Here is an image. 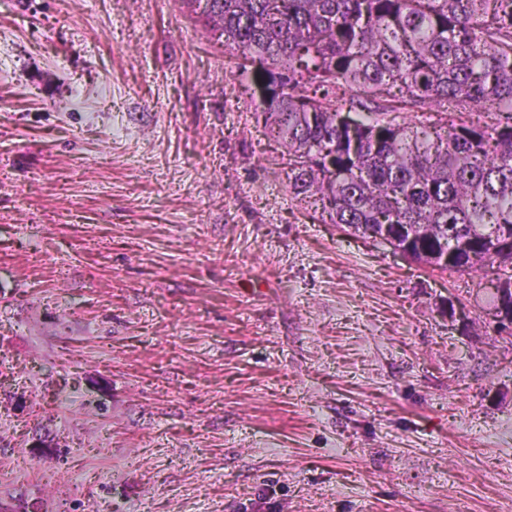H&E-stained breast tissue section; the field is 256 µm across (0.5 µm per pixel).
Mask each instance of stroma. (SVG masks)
<instances>
[{"instance_id":"1","label":"stroma","mask_w":512,"mask_h":512,"mask_svg":"<svg viewBox=\"0 0 512 512\" xmlns=\"http://www.w3.org/2000/svg\"><path fill=\"white\" fill-rule=\"evenodd\" d=\"M259 112L181 0H0V502L505 512L494 272L323 222Z\"/></svg>"}]
</instances>
